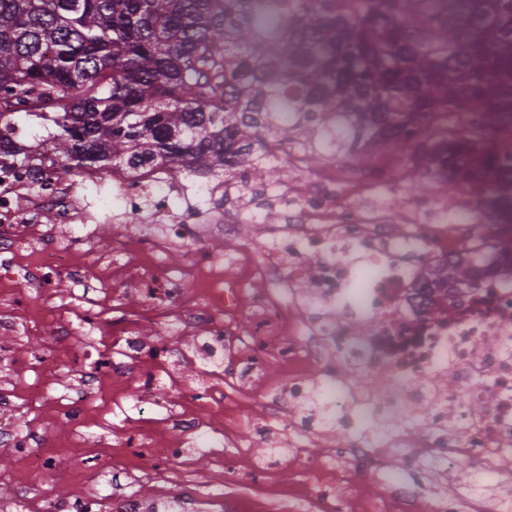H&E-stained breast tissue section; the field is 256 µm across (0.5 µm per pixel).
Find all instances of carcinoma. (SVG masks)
<instances>
[{"label": "carcinoma", "instance_id": "cac0c4a2", "mask_svg": "<svg viewBox=\"0 0 512 512\" xmlns=\"http://www.w3.org/2000/svg\"><path fill=\"white\" fill-rule=\"evenodd\" d=\"M0 157L37 122L61 173L159 157L264 179L267 141L407 155L418 186L484 181L512 211V0H0ZM479 262L432 275L469 285Z\"/></svg>", "mask_w": 512, "mask_h": 512}]
</instances>
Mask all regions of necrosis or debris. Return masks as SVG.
<instances>
[{"label": "necrosis or debris", "instance_id": "4bbe7bcc", "mask_svg": "<svg viewBox=\"0 0 512 512\" xmlns=\"http://www.w3.org/2000/svg\"><path fill=\"white\" fill-rule=\"evenodd\" d=\"M187 180L182 165L168 162L112 169L101 184L116 203L111 222L119 251L109 263L79 271L70 254L89 245L88 235L62 240L54 227L95 222L86 197L44 156L0 169V254H13L25 240L38 244V263L26 268L11 294L24 324H37L56 281L79 273L107 277L144 299L136 317L113 316L122 353L83 372L82 392L70 396L65 425L45 439L44 451L35 450L31 428L16 420L0 424V447L13 449L26 462L21 499L36 497L41 512H169L150 505L139 490L119 498L105 495L89 475L62 499L52 475L59 449L69 447L85 426V402L103 380L111 379L128 390L130 400H139L169 376L175 345L189 335L223 349L230 379L247 386L254 410L246 412L236 394L207 386L191 394V408L176 417V432L151 427L143 434L159 463L155 478L177 485L185 499H196L200 481L162 463L178 456L186 437L199 431L202 422L194 409L204 406L222 414L221 434L228 445L258 418L263 425H254V437L266 440L268 426L289 414L294 445L289 465L322 486L334 480L350 485L361 512L395 507L400 512H512L511 502L460 488L449 489L447 502L431 499L422 505L413 480L389 476L395 448L417 453L432 469L465 459L485 476L512 472V266L490 246L497 224L474 206L482 183L461 185L457 215L413 209L398 229L381 208L338 205L332 177L274 187L272 199L287 215L283 224L261 223L244 200L246 176L225 184V197L236 205L224 218L206 203L174 204L173 189L185 187ZM21 196L28 197V209L17 207ZM213 234L232 244V251L214 255L205 244ZM182 250L188 251V262L171 273L163 258ZM474 253L482 258L478 288L456 292L431 284L429 271L437 262ZM255 280H272L277 287L252 294L248 310L257 328L244 343L236 321L243 287ZM148 323L160 327L161 341L144 340ZM263 358L286 362L287 378L263 383L256 372ZM340 367L345 376H337ZM449 371L454 378L448 384L442 375ZM314 381L337 403L351 394L369 410L396 415L425 405L436 420L425 438L401 430L387 449L343 435L314 460L303 452L318 435L306 423L304 398ZM368 471L382 482L381 494L373 498L359 483Z\"/></svg>", "mask_w": 512, "mask_h": 512}]
</instances>
